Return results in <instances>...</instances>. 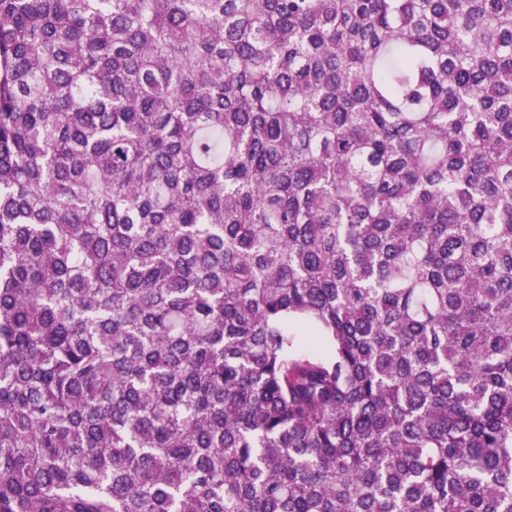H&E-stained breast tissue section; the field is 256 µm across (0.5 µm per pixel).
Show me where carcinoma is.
<instances>
[{
    "mask_svg": "<svg viewBox=\"0 0 512 512\" xmlns=\"http://www.w3.org/2000/svg\"><path fill=\"white\" fill-rule=\"evenodd\" d=\"M0 512H512V0H0Z\"/></svg>",
    "mask_w": 512,
    "mask_h": 512,
    "instance_id": "carcinoma-1",
    "label": "carcinoma"
}]
</instances>
